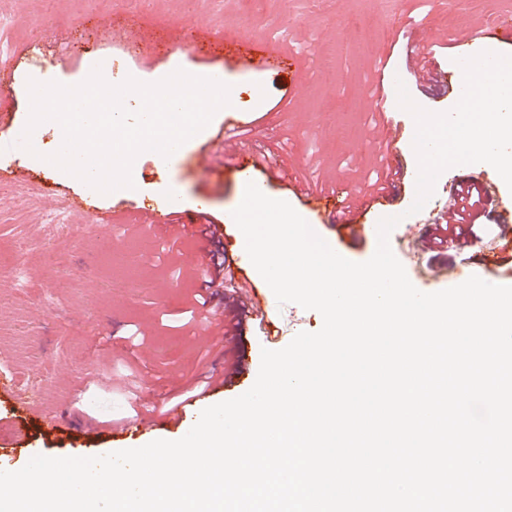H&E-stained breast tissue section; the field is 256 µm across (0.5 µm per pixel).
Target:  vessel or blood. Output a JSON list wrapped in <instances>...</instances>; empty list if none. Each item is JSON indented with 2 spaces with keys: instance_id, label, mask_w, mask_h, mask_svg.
I'll return each instance as SVG.
<instances>
[{
  "instance_id": "b4317fda",
  "label": "vessel or blood",
  "mask_w": 512,
  "mask_h": 512,
  "mask_svg": "<svg viewBox=\"0 0 512 512\" xmlns=\"http://www.w3.org/2000/svg\"><path fill=\"white\" fill-rule=\"evenodd\" d=\"M168 26L179 27L184 31V41L168 47L171 56H181L185 49L200 51L211 46L215 34L204 22L184 23L180 18H171ZM505 47L512 46V21L501 19L497 22L470 29L464 33L451 32L444 39L449 49L464 48L466 56H474L487 50L490 44ZM426 40L406 39L403 44V55L409 73L416 82L433 86L441 92L459 93L464 84L462 80L447 82L441 73L429 74L420 68V59L424 54ZM233 58L238 69L246 73L263 74L280 69L285 65L286 55L264 49L252 42L243 41L236 45ZM414 138L411 127L393 123L383 130L381 141L385 146L386 161L391 172V188L377 190L371 187L356 192L336 191L326 188H315L299 185V196L304 204L306 217L309 221L324 227L338 228L354 239L367 237L371 232L370 224L365 216L378 206H390L395 201L393 187L411 180L412 170L405 163L404 149ZM219 146L226 165L239 173L242 183L257 182L259 189H266V182L256 179L261 159L255 152L245 150L239 145L220 141ZM478 183L483 190V196L488 208L495 216L498 224L505 227L504 235L498 236L495 244L489 248H480L481 258L490 259L492 264H499L502 258L512 255V192L502 189L500 182L478 176ZM126 214L135 216L139 227L155 233L197 236L209 228L211 203L208 196L197 197L191 215L175 209L166 199L153 201L146 205L135 200H125L121 203ZM230 283L242 300L241 318L251 326L257 327L263 333H270L271 320L265 307L264 294L261 288L247 275L245 269H237Z\"/></svg>"
}]
</instances>
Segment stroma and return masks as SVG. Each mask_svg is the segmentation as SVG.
<instances>
[{
  "label": "stroma",
  "mask_w": 512,
  "mask_h": 512,
  "mask_svg": "<svg viewBox=\"0 0 512 512\" xmlns=\"http://www.w3.org/2000/svg\"><path fill=\"white\" fill-rule=\"evenodd\" d=\"M127 11L140 17L139 28L130 33L117 27L118 16ZM173 16L204 21L222 36L208 59L184 62L182 68L191 74L223 69L237 111L272 129L268 140L246 136L252 148L273 150L285 143L280 160L290 166L293 179L270 180L267 195L299 210L303 204L294 182L314 180L346 190L362 182L373 166L379 130L371 123V109L377 88H384L395 120L408 125L413 118L398 106L396 82H403L424 109L447 111L450 95L419 87L404 69L405 32L433 39L499 16L512 19V0H458L442 11L432 10L428 0H0V55L17 58L12 93L0 103V113L14 114V130L23 132L30 111L27 83L32 79L75 85L87 67L97 64L110 65L116 84L130 76L151 83L173 73V66L136 62L123 51L131 35L161 44L177 39L178 31L163 26ZM239 38L286 54V72L243 74L227 67L225 60ZM62 136L58 123L40 124L32 134L34 153L22 156L28 178L0 183V373L11 382L0 390L3 470L23 468L37 455L91 457L111 448L181 439L186 422L196 421L203 409L254 385L267 345L262 336L242 330L252 358L249 373L197 401L185 423H165L142 436L108 432V424L132 414L134 397L127 392L131 378L149 384L150 398L156 401L181 394L199 371V337L162 320L184 308L198 288L188 270L207 245L186 236L172 252H161V236L140 230L133 217L94 226L91 213L67 208L63 193L86 196L102 210L129 196L152 202L167 187L177 189L190 204L197 196H209L211 222L226 225L236 236L234 252L247 268L251 261L240 230L224 222L225 214L241 203L243 190L231 168L206 181L188 163L169 166L149 154L133 170V194L117 190L103 195L47 162ZM479 173L497 177L480 163L459 166L438 178L420 212L410 211L416 198L410 185L393 206L368 214L372 225L398 217L393 233L408 247L397 258L417 289L425 284L415 268L426 264L427 256L412 249L411 241H426L450 193ZM48 183L61 189V197L51 200L43 194ZM58 222L67 229L55 236L50 227ZM160 279L168 281L166 290L156 288ZM267 301L276 349L286 347L297 333L316 332L323 325L318 311L278 304L272 294ZM137 329L151 349L149 357L132 350L128 336ZM173 367L180 370L174 383L166 375ZM28 399L42 408L41 419L25 421L22 403ZM22 421L29 428L19 439L15 428Z\"/></svg>",
  "instance_id": "stroma-1"
}]
</instances>
